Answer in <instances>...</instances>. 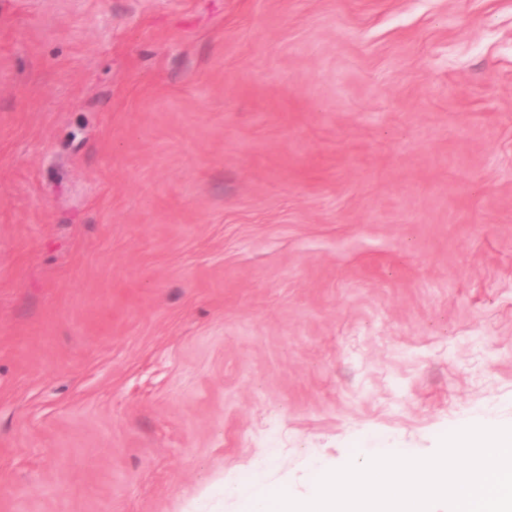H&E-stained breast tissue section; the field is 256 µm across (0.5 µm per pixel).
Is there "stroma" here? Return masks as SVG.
Returning <instances> with one entry per match:
<instances>
[{
  "mask_svg": "<svg viewBox=\"0 0 512 512\" xmlns=\"http://www.w3.org/2000/svg\"><path fill=\"white\" fill-rule=\"evenodd\" d=\"M512 423V0H0V512H246Z\"/></svg>",
  "mask_w": 512,
  "mask_h": 512,
  "instance_id": "stroma-1",
  "label": "stroma"
}]
</instances>
